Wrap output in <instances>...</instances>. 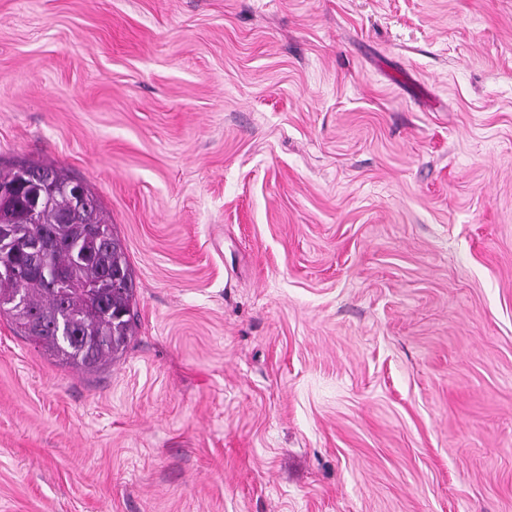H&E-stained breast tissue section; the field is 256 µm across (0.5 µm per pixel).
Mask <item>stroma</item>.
Listing matches in <instances>:
<instances>
[{"label":"stroma","mask_w":512,"mask_h":512,"mask_svg":"<svg viewBox=\"0 0 512 512\" xmlns=\"http://www.w3.org/2000/svg\"><path fill=\"white\" fill-rule=\"evenodd\" d=\"M21 162L136 326L0 319V512H512V0H0Z\"/></svg>","instance_id":"stroma-1"}]
</instances>
